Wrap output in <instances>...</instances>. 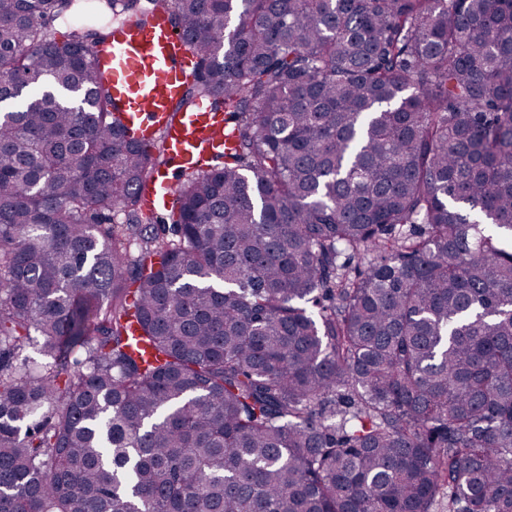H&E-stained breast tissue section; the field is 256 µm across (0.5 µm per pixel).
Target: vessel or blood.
I'll return each mask as SVG.
<instances>
[{"label":"vessel or blood","mask_w":512,"mask_h":512,"mask_svg":"<svg viewBox=\"0 0 512 512\" xmlns=\"http://www.w3.org/2000/svg\"><path fill=\"white\" fill-rule=\"evenodd\" d=\"M97 58L132 139L147 144L163 133L169 158L189 169L223 154L231 143L223 113L206 100L189 111L174 110L193 77L192 53L171 29L167 9L156 8L145 23L127 19L113 25ZM177 191L176 180L162 168L146 173L140 185L144 206L154 211L171 206Z\"/></svg>","instance_id":"1"}]
</instances>
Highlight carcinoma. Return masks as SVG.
Wrapping results in <instances>:
<instances>
[{
	"mask_svg": "<svg viewBox=\"0 0 512 512\" xmlns=\"http://www.w3.org/2000/svg\"><path fill=\"white\" fill-rule=\"evenodd\" d=\"M164 5L233 133L170 226L107 34L0 0V512H512V0ZM176 180L178 182L177 178ZM176 180L163 168L146 173L140 185V195L144 206L154 211L171 206L178 191Z\"/></svg>",
	"mask_w": 512,
	"mask_h": 512,
	"instance_id": "obj_1",
	"label": "carcinoma"
}]
</instances>
